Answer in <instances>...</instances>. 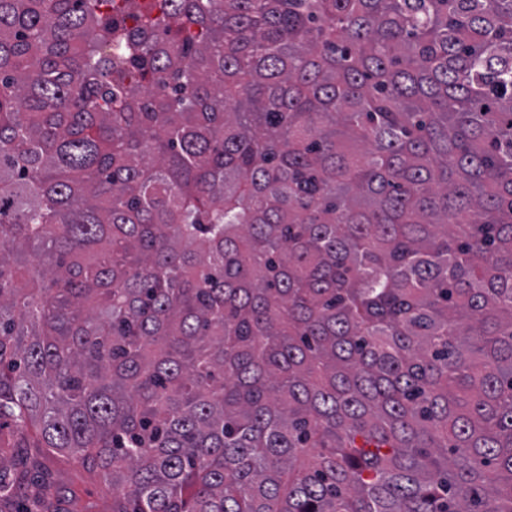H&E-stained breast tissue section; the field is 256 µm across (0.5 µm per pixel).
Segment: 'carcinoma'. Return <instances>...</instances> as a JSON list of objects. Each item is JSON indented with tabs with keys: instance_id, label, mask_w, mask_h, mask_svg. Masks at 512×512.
<instances>
[{
	"instance_id": "1",
	"label": "carcinoma",
	"mask_w": 512,
	"mask_h": 512,
	"mask_svg": "<svg viewBox=\"0 0 512 512\" xmlns=\"http://www.w3.org/2000/svg\"><path fill=\"white\" fill-rule=\"evenodd\" d=\"M52 455L512 512V0H0V512Z\"/></svg>"
}]
</instances>
